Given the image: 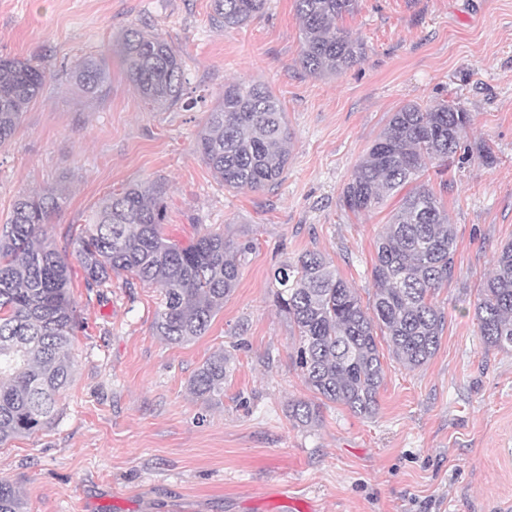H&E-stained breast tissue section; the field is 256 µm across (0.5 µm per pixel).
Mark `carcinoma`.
<instances>
[{
  "instance_id": "obj_1",
  "label": "carcinoma",
  "mask_w": 512,
  "mask_h": 512,
  "mask_svg": "<svg viewBox=\"0 0 512 512\" xmlns=\"http://www.w3.org/2000/svg\"><path fill=\"white\" fill-rule=\"evenodd\" d=\"M357 0H294L301 23L299 62L313 76L339 75L365 55L364 41L339 27ZM267 0H211L212 19L239 28L261 15ZM154 110L182 100L184 74L178 51L161 35L130 29L113 48ZM88 94L108 80L101 60L79 61L72 73ZM49 74L30 59L0 57V145L14 135L21 115L40 95ZM472 114L457 104L408 103L355 166L339 201L370 211L399 192L401 204L377 240L374 292L363 302L336 268L315 251L276 268L275 302L297 332L295 364L320 401L371 418L384 380L382 337L409 370L424 366L440 346L445 317L433 303L454 277L456 237L440 199L419 179L428 165L462 149ZM292 136L279 99L260 83H232L208 113L195 150L229 189L276 184L288 163ZM166 190L152 182L102 198L76 239L55 240L44 225L64 204L58 189L23 193L0 227V442L32 435L54 419L57 396L74 361L70 345L80 327L62 253L77 246L85 287L103 288L120 271L161 289L152 329L170 344L205 334L224 299L237 286L249 240L204 233L181 247L166 238ZM475 315L486 347L512 349V242L493 257L478 289ZM230 355H213L189 381L205 401L224 394ZM288 417L303 426L319 420L318 405L295 401ZM18 492L0 479V512H25Z\"/></svg>"
}]
</instances>
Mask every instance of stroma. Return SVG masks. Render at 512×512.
<instances>
[{
  "mask_svg": "<svg viewBox=\"0 0 512 512\" xmlns=\"http://www.w3.org/2000/svg\"><path fill=\"white\" fill-rule=\"evenodd\" d=\"M211 0H0V57L30 58L50 78L0 145V224L22 192L61 189L45 230L80 233L98 201L127 186L166 189V236L251 239L238 285L204 336L171 345L152 330L158 288L113 275L87 292L68 249L80 327L75 367L47 428L0 443V478L27 512H512V350L485 347L474 315L492 258L512 241V0H357L339 21L366 44L336 76L306 73L293 0L225 29ZM129 28L179 52L183 100L150 109L112 47ZM96 57L110 78L93 96L71 72ZM279 99L293 139L279 186L228 189L195 151L230 82ZM415 102L471 112L472 145L494 162L454 158L424 176L456 235L455 271L434 302L440 346L410 371L384 356L373 418L327 404L318 424L288 417L314 400L298 344L274 301L272 271L324 254L361 298L374 291L375 242L398 197L359 214L339 196L393 112ZM231 354L221 399L189 391L212 354Z\"/></svg>",
  "mask_w": 512,
  "mask_h": 512,
  "instance_id": "35a3bbf8",
  "label": "stroma"
}]
</instances>
